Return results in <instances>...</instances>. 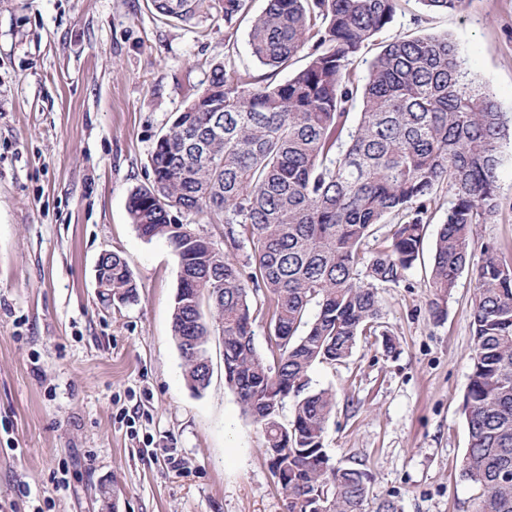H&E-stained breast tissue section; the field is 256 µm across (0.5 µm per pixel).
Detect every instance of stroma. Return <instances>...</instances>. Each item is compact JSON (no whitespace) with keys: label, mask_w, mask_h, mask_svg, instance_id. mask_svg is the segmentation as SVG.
<instances>
[{"label":"stroma","mask_w":512,"mask_h":512,"mask_svg":"<svg viewBox=\"0 0 512 512\" xmlns=\"http://www.w3.org/2000/svg\"><path fill=\"white\" fill-rule=\"evenodd\" d=\"M250 0L236 26L205 14L158 17L150 0H0V512H286L261 431L224 382L219 337L209 386L184 381L172 338L178 258L141 238L128 198L153 179L151 155L216 63L253 76ZM449 34L464 68L512 120V0H468L431 12L400 0L386 41ZM501 207L473 228L474 253L512 248V137L502 148ZM450 195L439 188L420 256L379 286L381 325L396 353L360 338L342 363L316 365L336 394L324 445L334 464L368 477L369 503L402 512H469L462 477L463 397L472 372L476 283L464 271L444 319L427 312L434 244ZM120 254L138 298L107 303L99 255Z\"/></svg>","instance_id":"stroma-1"}]
</instances>
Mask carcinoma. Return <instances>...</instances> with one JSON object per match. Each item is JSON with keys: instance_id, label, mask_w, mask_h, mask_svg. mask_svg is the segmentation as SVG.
<instances>
[{"instance_id": "cac0c4a2", "label": "carcinoma", "mask_w": 512, "mask_h": 512, "mask_svg": "<svg viewBox=\"0 0 512 512\" xmlns=\"http://www.w3.org/2000/svg\"><path fill=\"white\" fill-rule=\"evenodd\" d=\"M397 2L269 0L248 37L272 72L260 79L216 64L207 87L158 140L151 186L129 197L139 235L163 238L179 259H190L171 315L186 383L207 388L208 344L219 336L224 381L263 433L288 512H366V473L334 466L324 446L336 395L311 388L310 374L318 363L350 357L358 337L378 327V287L398 283L417 261L439 186L451 199L430 272L433 318L443 316L471 263L473 226L491 223L499 209L508 118L462 71L449 36L397 37L371 59L365 83L353 78L355 61L392 23ZM420 2L446 12L466 4ZM152 6L184 23L214 10L229 27L248 12V0ZM300 55L305 66L275 81ZM175 211L224 225V245L176 222ZM391 213L400 219L390 244L366 257L371 228ZM244 243L250 254L241 265L235 251ZM105 266L112 295L135 300L124 258L113 253ZM260 316L270 359L254 343ZM471 327L462 476L481 490L473 512H512V255L493 246L476 266Z\"/></svg>"}]
</instances>
